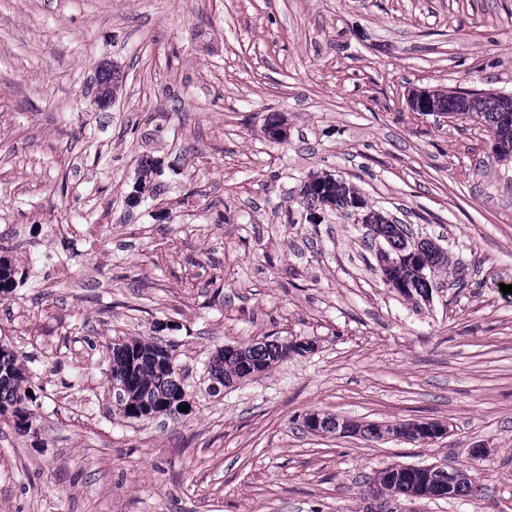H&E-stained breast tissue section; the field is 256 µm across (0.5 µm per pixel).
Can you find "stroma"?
<instances>
[{
    "label": "stroma",
    "mask_w": 512,
    "mask_h": 512,
    "mask_svg": "<svg viewBox=\"0 0 512 512\" xmlns=\"http://www.w3.org/2000/svg\"><path fill=\"white\" fill-rule=\"evenodd\" d=\"M423 87L512 95V0H0V343L34 396L30 431L0 420V512H361L393 463L480 473L418 512H512V163L412 111ZM324 174L449 252L429 301L389 288L359 214L303 208ZM143 336L184 415L119 413L112 345ZM269 340L311 349L211 394L218 349ZM314 412L449 433L317 435ZM113 68H114V66L112 67V64H109V63H101L98 66L96 88H95V98L101 108H105L109 104V100H108V98L110 96L109 90L112 89L111 93H112V99H113L117 93V89L120 88L121 83L123 81V74L121 73V71L116 76H113V74H112ZM106 72L107 73L111 72L112 85H101L100 84V80L98 79V77H100V75H103Z\"/></svg>",
    "instance_id": "obj_1"
}]
</instances>
